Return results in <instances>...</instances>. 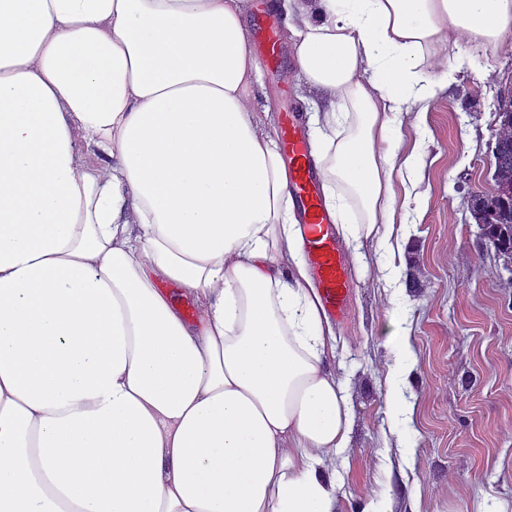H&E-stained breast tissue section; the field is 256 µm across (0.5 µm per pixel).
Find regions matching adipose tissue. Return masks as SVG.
<instances>
[{
	"instance_id": "ef3b65f1",
	"label": "adipose tissue",
	"mask_w": 512,
	"mask_h": 512,
	"mask_svg": "<svg viewBox=\"0 0 512 512\" xmlns=\"http://www.w3.org/2000/svg\"><path fill=\"white\" fill-rule=\"evenodd\" d=\"M243 0H0V512H333L334 333ZM325 205L392 249L402 116L442 40L496 50L512 0H288ZM169 283L199 314L188 320ZM387 393L411 413L409 335Z\"/></svg>"
}]
</instances>
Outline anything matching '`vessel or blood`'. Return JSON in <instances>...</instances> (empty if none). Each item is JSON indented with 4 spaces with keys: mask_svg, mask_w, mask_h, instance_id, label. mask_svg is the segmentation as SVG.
<instances>
[{
    "mask_svg": "<svg viewBox=\"0 0 512 512\" xmlns=\"http://www.w3.org/2000/svg\"><path fill=\"white\" fill-rule=\"evenodd\" d=\"M281 140L288 160V191L303 224V253L316 275L324 309L343 320L352 288L339 241L330 229L332 218L324 207L316 161L298 121H284Z\"/></svg>",
    "mask_w": 512,
    "mask_h": 512,
    "instance_id": "vessel-or-blood-1",
    "label": "vessel or blood"
}]
</instances>
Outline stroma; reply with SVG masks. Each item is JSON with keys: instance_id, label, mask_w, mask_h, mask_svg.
<instances>
[{"instance_id": "obj_1", "label": "stroma", "mask_w": 512, "mask_h": 512, "mask_svg": "<svg viewBox=\"0 0 512 512\" xmlns=\"http://www.w3.org/2000/svg\"><path fill=\"white\" fill-rule=\"evenodd\" d=\"M280 63H260L254 119L279 128L285 109L307 119L308 94L278 26ZM435 62L464 58L425 114L410 113L402 156H415L424 179L395 184L390 230L401 251L363 248L347 259L353 301L334 324L330 363L345 384L353 414L350 444L329 454L325 472L338 486L335 512H512V260L487 247L470 216L472 195L493 188L501 97L512 93V42L474 53L438 45ZM401 267L403 286L385 288L380 262ZM406 320L416 364L407 378L413 414L394 427L386 376L395 353L385 342L392 313Z\"/></svg>"}]
</instances>
